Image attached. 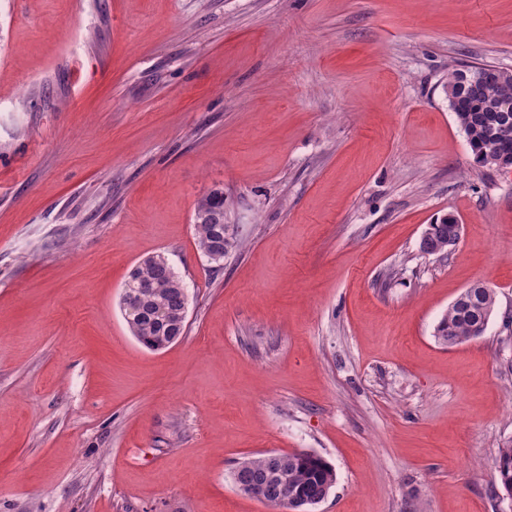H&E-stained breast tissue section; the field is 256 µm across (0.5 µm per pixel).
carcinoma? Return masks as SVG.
I'll use <instances>...</instances> for the list:
<instances>
[{
  "label": "carcinoma",
  "instance_id": "carcinoma-1",
  "mask_svg": "<svg viewBox=\"0 0 512 512\" xmlns=\"http://www.w3.org/2000/svg\"><path fill=\"white\" fill-rule=\"evenodd\" d=\"M478 66L454 70L460 121L472 154L512 153V103L500 108V89L496 83L477 75ZM495 130L489 139L485 130ZM194 226L199 250L214 263L224 256L235 241L227 236L224 224V191L214 189L198 199ZM458 222L442 221L433 233L437 245L456 233ZM188 296L185 285L168 261L159 255L146 258L129 273L121 294L122 317L131 334L152 351L163 350L177 342L185 332L184 308ZM496 301L452 304L437 325L435 337L445 346H455L476 338V329L493 315ZM233 480L239 492L256 500L289 510L294 504L283 499L285 492L300 496L301 508L308 510L325 499L336 484L334 468L323 458L309 453H269L240 461ZM496 480L512 493V446L500 449Z\"/></svg>",
  "mask_w": 512,
  "mask_h": 512
}]
</instances>
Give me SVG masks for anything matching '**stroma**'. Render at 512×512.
I'll return each instance as SVG.
<instances>
[{
  "label": "stroma",
  "instance_id": "stroma-1",
  "mask_svg": "<svg viewBox=\"0 0 512 512\" xmlns=\"http://www.w3.org/2000/svg\"><path fill=\"white\" fill-rule=\"evenodd\" d=\"M474 64L512 69V0H0V512H279L232 471L301 451L314 512H512V171L445 94ZM156 254L188 315L152 352L119 298ZM477 281L484 334L441 345ZM194 226L199 250L212 262H223L235 244L233 238L227 236L228 224H224V191L214 189L198 199ZM496 480L512 496V446L500 448Z\"/></svg>",
  "mask_w": 512,
  "mask_h": 512
}]
</instances>
